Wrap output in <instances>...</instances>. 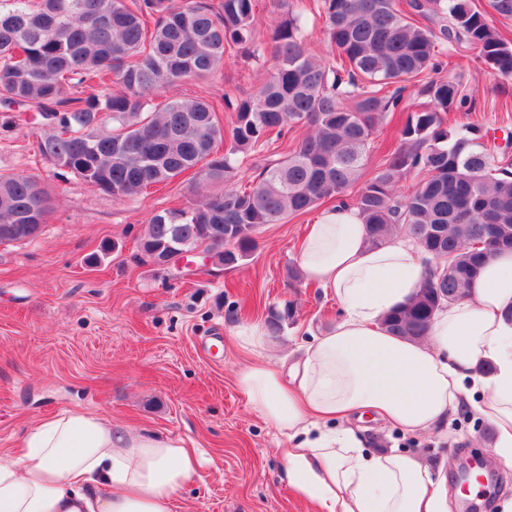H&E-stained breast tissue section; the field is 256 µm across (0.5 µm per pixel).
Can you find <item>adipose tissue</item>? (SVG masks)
Segmentation results:
<instances>
[{"mask_svg":"<svg viewBox=\"0 0 512 512\" xmlns=\"http://www.w3.org/2000/svg\"><path fill=\"white\" fill-rule=\"evenodd\" d=\"M303 276L342 316L300 364H272L265 324L232 335L249 360L237 373L248 404L279 432L286 479L317 512H447L448 489L418 456L372 452L341 418L374 416L405 433L435 429L468 406L496 430L512 464V251L489 258L469 296L438 311L424 341L388 333L386 316L419 288L423 253L394 235L367 242L357 209L331 208L298 251ZM19 454L0 458V512H173L198 461L172 438L112 425L86 411L44 417Z\"/></svg>","mask_w":512,"mask_h":512,"instance_id":"1","label":"adipose tissue"}]
</instances>
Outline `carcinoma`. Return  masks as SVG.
<instances>
[{
    "label": "carcinoma",
    "instance_id": "cac0c4a2",
    "mask_svg": "<svg viewBox=\"0 0 512 512\" xmlns=\"http://www.w3.org/2000/svg\"><path fill=\"white\" fill-rule=\"evenodd\" d=\"M316 9L330 56L309 49L299 12H284L271 28L269 77L246 97H224L236 116L226 133L217 105L158 92L214 72L228 47L260 52L257 0H0V129L19 126L12 105L33 107L39 155L118 201L185 174L197 189L222 186L153 215L138 238L144 253L176 239L231 270L264 224L325 201L356 208L369 245L401 231L436 260L385 319L389 333L420 341L438 294L465 298L482 263L512 249V157L474 125L448 133L465 97L456 80L435 76L438 47L471 46L511 77L512 42L473 0H317ZM421 77L429 106L409 113L383 167L360 182L378 126ZM295 128L307 134L237 187L240 156ZM414 172L420 180L404 195L398 185ZM50 213L37 177L0 174V243L34 241ZM293 319L289 304L269 308V335Z\"/></svg>",
    "mask_w": 512,
    "mask_h": 512
}]
</instances>
